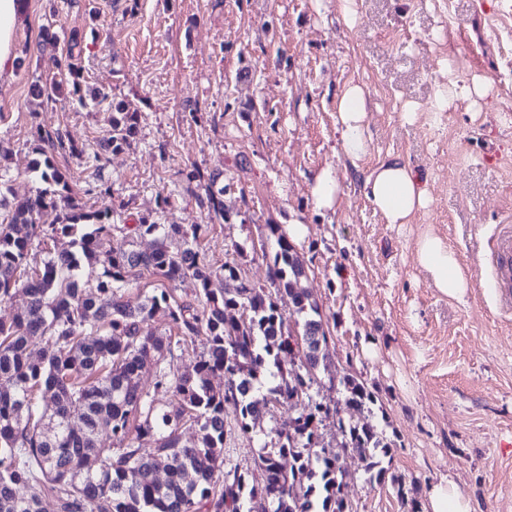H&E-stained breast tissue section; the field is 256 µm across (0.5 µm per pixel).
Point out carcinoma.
<instances>
[{
  "label": "carcinoma",
  "instance_id": "cac0c4a2",
  "mask_svg": "<svg viewBox=\"0 0 512 512\" xmlns=\"http://www.w3.org/2000/svg\"><path fill=\"white\" fill-rule=\"evenodd\" d=\"M78 32L68 39L64 70L70 93L83 100ZM111 128L102 150H124L136 134V115L110 102ZM34 171L47 187L17 202L0 224V301L18 289L25 310L0 321V512H43L47 492L56 512H350L342 494L344 460L356 453L369 481L385 482L376 461L390 445L377 428L345 424L344 441L331 448L319 426L330 407L312 393L327 359L328 336L319 304L305 287L303 260L270 224L278 250L267 280L239 279L233 263L217 273L198 249L203 225L155 224L142 218L113 242L112 211L87 210L51 154L64 148L58 132L38 131ZM220 176L204 185L215 214L224 216ZM66 203L60 223L38 224L43 211ZM154 244L143 251L140 238ZM62 237L70 248L47 251L30 263L33 238ZM160 287L140 300L121 289L143 274ZM191 277L195 302L175 301L166 284ZM236 280L235 288L224 287ZM288 295L285 315L277 296ZM158 314L168 332L152 327ZM200 338L205 352L192 370L175 373L168 359L186 339ZM302 347L299 363L286 368L281 354ZM156 368L154 389L171 392L177 405L159 409L139 385V373ZM224 374V388L212 383ZM345 404L361 409L375 396L352 376L339 380ZM304 402L303 411L260 449L256 470L241 472L224 460V411L234 407L240 431L255 428L270 407ZM137 440H127L131 423ZM196 439L183 442L182 430ZM118 444L105 448L102 432Z\"/></svg>",
  "mask_w": 512,
  "mask_h": 512
}]
</instances>
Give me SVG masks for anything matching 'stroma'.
I'll return each mask as SVG.
<instances>
[{"label": "stroma", "instance_id": "obj_1", "mask_svg": "<svg viewBox=\"0 0 512 512\" xmlns=\"http://www.w3.org/2000/svg\"><path fill=\"white\" fill-rule=\"evenodd\" d=\"M21 66L0 84V168L10 201L42 186L29 165L36 126L65 147L54 163L86 207H107L115 239L144 217L203 225L199 250L213 270L236 263L266 281L277 250L267 227L306 226L293 245L328 332L321 396L339 421L371 423L391 445L387 466L402 489L369 481L347 456L352 512H428V492L452 479L473 512H512V314L499 310L487 239L512 225V0H28ZM82 36V88L137 115L129 146L99 159L107 105L84 107L68 91L36 97L54 72L46 35ZM470 52L458 56L460 47ZM367 95L371 146L359 166L343 155L337 103L351 85ZM398 156L427 183L429 206L388 224L366 199L359 169ZM337 174L338 203L317 209L316 176ZM223 172L224 216L207 207L190 171ZM168 197L160 207V197ZM462 257L471 286L444 296L418 263L425 233ZM350 375L375 395L345 406L331 381ZM297 407L274 406L249 434L226 407L224 458L255 469L271 431Z\"/></svg>", "mask_w": 512, "mask_h": 512}]
</instances>
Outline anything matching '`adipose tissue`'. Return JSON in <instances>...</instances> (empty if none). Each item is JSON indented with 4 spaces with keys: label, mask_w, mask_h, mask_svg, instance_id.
<instances>
[{
    "label": "adipose tissue",
    "mask_w": 512,
    "mask_h": 512,
    "mask_svg": "<svg viewBox=\"0 0 512 512\" xmlns=\"http://www.w3.org/2000/svg\"><path fill=\"white\" fill-rule=\"evenodd\" d=\"M26 0H0V83L9 82L19 56L18 33L25 23ZM367 98L360 86L349 87L337 107L343 152L351 162L364 159L370 147ZM367 200L389 224L410 223L424 209L429 194L413 167L391 157L363 174ZM419 264L438 290L451 298L463 297L470 278L456 252L439 236L428 233L416 243Z\"/></svg>",
    "instance_id": "obj_1"
}]
</instances>
